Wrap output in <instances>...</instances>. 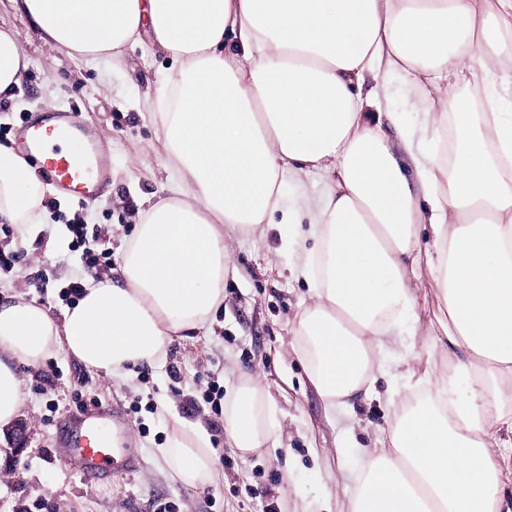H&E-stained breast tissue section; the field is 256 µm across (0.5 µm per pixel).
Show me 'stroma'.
<instances>
[{
  "label": "stroma",
  "instance_id": "35a3bbf8",
  "mask_svg": "<svg viewBox=\"0 0 512 512\" xmlns=\"http://www.w3.org/2000/svg\"><path fill=\"white\" fill-rule=\"evenodd\" d=\"M0 27L16 33L27 57L13 99L0 102V145L19 149L15 130L25 117L66 111L110 163L109 188L98 198L72 201L45 181L37 223H0V251L17 256L9 272H0V303L21 294L59 320L70 307L60 297L62 287L91 272L82 249L71 245L67 221L89 225L108 247L109 262L93 271L101 277L118 269L143 199L170 195L169 158L153 112L154 97L176 64L146 41L118 59L66 57L42 40L18 0H0ZM224 236L232 251L224 301L203 328L173 338L162 367L108 376L55 351L38 368L21 369L25 402L18 418L27 427L26 447L14 453L11 427L0 429V512H29L39 501L47 512H155L161 502L174 503L177 512H351L357 475L369 453L387 441L394 418L390 396L404 393L409 383L406 348L429 352L436 309L431 291H417L416 336L401 326L384 337L374 395L330 410L311 384L293 336L313 299L296 275L313 247L306 229L228 226ZM250 375L262 380L280 448L236 455L231 468L216 464L206 487L179 483L158 455L173 419L187 429L204 427L221 448L229 446L223 415L206 407L185 409L184 395L202 393L213 381L229 390ZM76 391L114 414L137 470L88 482L64 468L57 452L72 436L63 423L74 411Z\"/></svg>",
  "mask_w": 512,
  "mask_h": 512
}]
</instances>
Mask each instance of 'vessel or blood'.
Here are the masks:
<instances>
[{
    "mask_svg": "<svg viewBox=\"0 0 512 512\" xmlns=\"http://www.w3.org/2000/svg\"><path fill=\"white\" fill-rule=\"evenodd\" d=\"M18 136L44 177L68 198L89 201L104 190L107 163L71 113L40 115L20 127ZM72 420L78 437L60 449L59 456L83 479L94 481L110 469L136 467V459L115 447L110 439L108 409L87 407L74 413Z\"/></svg>",
    "mask_w": 512,
    "mask_h": 512,
    "instance_id": "1",
    "label": "vessel or blood"
}]
</instances>
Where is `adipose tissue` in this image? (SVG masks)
<instances>
[{"instance_id":"obj_1","label":"adipose tissue","mask_w":512,"mask_h":512,"mask_svg":"<svg viewBox=\"0 0 512 512\" xmlns=\"http://www.w3.org/2000/svg\"><path fill=\"white\" fill-rule=\"evenodd\" d=\"M43 39L70 58L109 57L149 37L178 65L157 114L176 186L148 204L103 277L55 320L36 300L0 305V427L25 397L20 367L53 350L111 375L160 366L173 337L224 300V227L308 217L317 241L297 271L314 285L294 337L328 406L370 393L382 338L419 323L432 288L419 397L400 398L389 444L370 455L352 512H512L487 440L512 432V0H21ZM27 66L0 30V99ZM401 75L420 99L404 125L388 106ZM480 80L486 108L460 111ZM327 186L282 211L284 174ZM28 160L0 146V219L28 224L41 204ZM224 430L250 453L277 445L252 376L224 400ZM161 454L175 478L208 485L204 428L174 427ZM417 298L419 304L420 321L416 336L413 337L415 351L420 352L423 358L427 357L429 352V324L433 320V313L436 309L435 301L431 295L430 288H418Z\"/></svg>"}]
</instances>
